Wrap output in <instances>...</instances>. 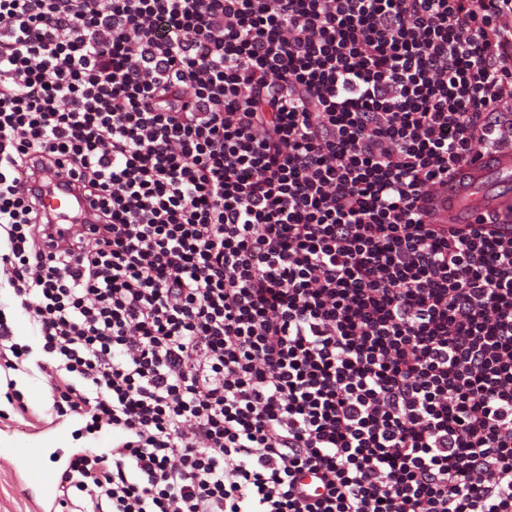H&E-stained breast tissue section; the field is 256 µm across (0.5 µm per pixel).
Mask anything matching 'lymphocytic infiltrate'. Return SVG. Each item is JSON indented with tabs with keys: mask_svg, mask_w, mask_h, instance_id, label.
Instances as JSON below:
<instances>
[{
	"mask_svg": "<svg viewBox=\"0 0 512 512\" xmlns=\"http://www.w3.org/2000/svg\"><path fill=\"white\" fill-rule=\"evenodd\" d=\"M512 0H0V231L90 512H512ZM65 170L93 235L41 247ZM323 475L314 500L303 470ZM462 183H448V191L427 203L428 221L437 228L466 232L478 218L489 222L512 193V146L485 155L466 168Z\"/></svg>",
	"mask_w": 512,
	"mask_h": 512,
	"instance_id": "f902f5d3",
	"label": "lymphocytic infiltrate"
}]
</instances>
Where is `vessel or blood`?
<instances>
[{
	"instance_id": "obj_1",
	"label": "vessel or blood",
	"mask_w": 512,
	"mask_h": 512,
	"mask_svg": "<svg viewBox=\"0 0 512 512\" xmlns=\"http://www.w3.org/2000/svg\"><path fill=\"white\" fill-rule=\"evenodd\" d=\"M49 224L45 230L50 244L65 245L73 234L67 221L70 214L80 213L90 220L92 203L74 181L43 183L33 179L28 184ZM512 194V146L496 155L476 159L466 169L463 182H452L447 192L433 197L427 204L428 220L436 227L455 232L468 231L477 219L491 220L508 195ZM42 452L37 448H14L9 453L16 475L25 477L39 490L37 512H56L58 505V471L40 464Z\"/></svg>"
}]
</instances>
